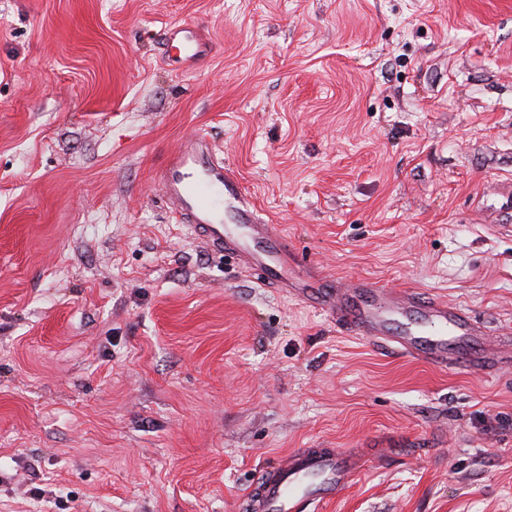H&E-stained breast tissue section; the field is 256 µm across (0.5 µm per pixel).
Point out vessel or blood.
<instances>
[{
    "label": "vessel or blood",
    "mask_w": 512,
    "mask_h": 512,
    "mask_svg": "<svg viewBox=\"0 0 512 512\" xmlns=\"http://www.w3.org/2000/svg\"><path fill=\"white\" fill-rule=\"evenodd\" d=\"M163 46L189 68L200 67L212 51L194 23L169 29ZM155 179L182 223L206 244L237 259L265 284L313 301L352 335L436 367L493 372L494 351L484 345L483 329L461 305L366 278L325 288L300 276L287 237L263 223L251 196L206 139L163 156ZM363 465L359 454L341 448L294 449L262 475L250 506L253 512H317L353 485Z\"/></svg>",
    "instance_id": "b4317fda"
}]
</instances>
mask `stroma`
I'll return each mask as SVG.
<instances>
[{"mask_svg":"<svg viewBox=\"0 0 512 512\" xmlns=\"http://www.w3.org/2000/svg\"><path fill=\"white\" fill-rule=\"evenodd\" d=\"M201 24L195 73L161 54ZM208 135L312 274L462 305L482 377L348 334L211 251L162 155ZM512 0H0V512H512ZM362 457L343 448H296L265 472L255 512H314L350 488L363 467Z\"/></svg>","mask_w":512,"mask_h":512,"instance_id":"1","label":"stroma"}]
</instances>
